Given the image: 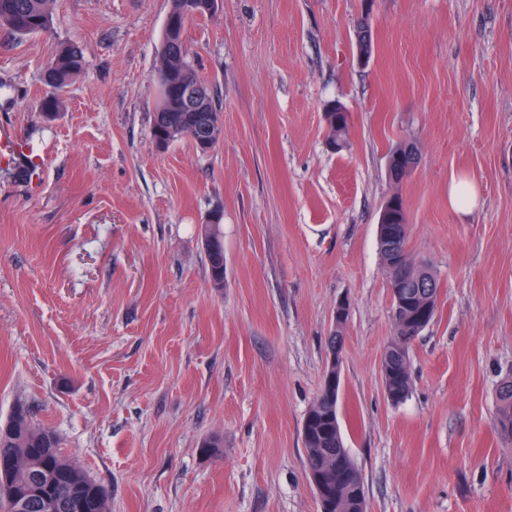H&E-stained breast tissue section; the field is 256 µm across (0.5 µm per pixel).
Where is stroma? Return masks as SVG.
<instances>
[{"instance_id": "35a3bbf8", "label": "stroma", "mask_w": 512, "mask_h": 512, "mask_svg": "<svg viewBox=\"0 0 512 512\" xmlns=\"http://www.w3.org/2000/svg\"><path fill=\"white\" fill-rule=\"evenodd\" d=\"M171 0H55L52 24L0 32V422L16 402L106 493L111 512H320L302 425L347 301L339 418L367 512H512V0H220L186 28L223 133L208 153L153 139ZM85 65L54 116L58 47ZM350 114L332 152L326 106ZM418 167L400 185L389 153ZM479 190L471 212L453 180ZM400 193L408 247L439 279L409 350L393 334L379 219ZM224 218V285L200 228ZM217 447L207 452L206 441ZM84 57L81 49L73 43L62 46L48 63L43 73V81L48 88L40 101L41 109L47 113H56L59 109L61 93L81 72ZM409 144L414 145L411 142H403L396 145L390 152L389 157L392 158L393 164L391 168H388V177L389 180L395 184L399 185L406 177L407 173L405 172V167L407 163V152L406 149ZM407 150H411V153L414 156V163L407 169L409 172L417 163V154L413 147H408ZM452 206L460 211H467L475 206L477 193L475 187L467 180L454 181L448 191ZM405 283L396 281L390 287L391 303L396 308L406 306L413 301L408 300L409 295L403 291ZM415 309L400 307L399 311L391 308L394 326L393 339L398 338L394 348L388 353L381 363V374L388 399L398 404L404 401L411 389V377L409 366V346L417 336H406V320L414 314ZM499 412L497 417V428L499 431L512 437V377L509 376L501 381L498 388Z\"/></svg>"}]
</instances>
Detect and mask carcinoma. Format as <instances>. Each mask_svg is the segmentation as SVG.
<instances>
[{
	"mask_svg": "<svg viewBox=\"0 0 512 512\" xmlns=\"http://www.w3.org/2000/svg\"><path fill=\"white\" fill-rule=\"evenodd\" d=\"M54 0H0V28L8 30L14 36H26L48 31L52 20ZM212 13L209 0H172L168 17L173 23L166 26L159 50L157 77L201 94L205 106V120L201 130L187 134L193 143L207 135L212 143H218L222 134L220 110L214 100L210 84L199 76L187 60V47L184 39L185 25L188 19ZM84 57L81 49L73 43L62 46L48 63L43 73L47 87L40 101L41 109L47 113L59 109L61 93L81 72ZM191 108L179 100L166 105L156 106L153 116V133L166 134L172 127H184L186 123L181 115ZM325 116L329 127L327 143L331 150L340 152L348 145L350 115L332 103L328 105ZM408 143L396 145L390 152L393 160L388 169L389 180L400 184L406 177V149ZM398 204L386 213V223L379 225V249L388 280L398 277L400 265L394 262L398 254H408L407 217L402 196L392 195ZM208 238L215 242L218 252L208 263L211 280L216 288L224 287V240L221 224H209L205 229ZM439 281L433 270L426 264L413 271V283L408 291L419 304H427L432 312L438 309ZM414 314V309L401 307L392 313L394 337L398 342L383 358L381 374L388 399L398 404L407 397L411 389L409 366V346L414 337L406 335V320ZM339 392L319 393L308 409L302 427L307 471L327 474L329 467L341 459V472L334 477L340 485V492L325 497L328 512H366V498L361 472L352 462L344 446L338 413ZM499 412L497 428L512 437V377L501 381L498 388ZM37 449V454L20 469L14 482L19 489H36L46 492V483L40 481L45 476L44 467L48 466L57 474L58 484L69 487L85 502L83 512H109L105 492L68 459L61 456L54 434L35 425L29 408L18 403L9 416L7 423L0 424V456L13 455L19 458L29 455V449Z\"/></svg>",
	"mask_w": 512,
	"mask_h": 512,
	"instance_id": "1",
	"label": "carcinoma"
}]
</instances>
